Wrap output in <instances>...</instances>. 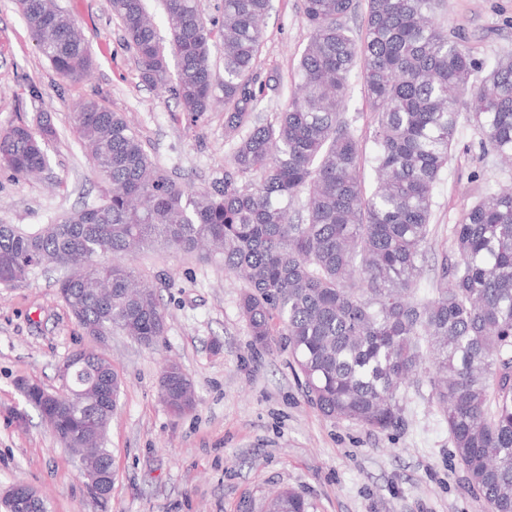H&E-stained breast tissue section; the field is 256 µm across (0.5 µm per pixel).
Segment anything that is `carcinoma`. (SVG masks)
Instances as JSON below:
<instances>
[{
  "instance_id": "carcinoma-1",
  "label": "carcinoma",
  "mask_w": 512,
  "mask_h": 512,
  "mask_svg": "<svg viewBox=\"0 0 512 512\" xmlns=\"http://www.w3.org/2000/svg\"><path fill=\"white\" fill-rule=\"evenodd\" d=\"M168 40L146 0H111L142 81L192 116L224 97V128L239 136L224 177L203 188L155 167L124 115L93 99L70 122L111 186L100 202L27 229L0 224V282L35 270L97 261L95 274L62 279L59 293L83 334L98 325L144 346L165 332L156 289L137 280L131 257L159 244L174 253L207 251L244 279L240 311L255 344L285 337L311 403L326 418L373 430L402 421L400 393L430 388L461 467L490 512H512V185L487 188L453 225L454 260L443 256L432 296L425 272L433 190L448 168L465 102L484 157L512 166V54L492 66L465 35L444 23L447 0H367L363 31L349 26L358 0H303L306 45L288 106L268 119L278 94L255 63L271 0H221L207 18L198 0H164ZM40 53L66 79L91 74L92 57L56 0H18ZM218 45L224 75L210 62ZM362 73L374 113L371 167L346 115L350 78ZM46 136L25 124L0 131V170L24 179L47 163ZM109 384L106 406L86 410L63 398L51 414L33 386L26 402L50 417L65 448L111 459L106 433L121 389L111 363L90 353L71 380ZM176 363L159 381L163 403L184 414L197 405ZM3 512H48L47 504L3 501ZM267 512H313L293 489Z\"/></svg>"
}]
</instances>
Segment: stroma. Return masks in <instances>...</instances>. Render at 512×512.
<instances>
[{"instance_id":"1","label":"stroma","mask_w":512,"mask_h":512,"mask_svg":"<svg viewBox=\"0 0 512 512\" xmlns=\"http://www.w3.org/2000/svg\"><path fill=\"white\" fill-rule=\"evenodd\" d=\"M56 3L81 28L93 59L89 79L59 74L38 51L17 0H0V130L34 128L45 118L57 129L42 174L17 180L0 171V224H46L106 191L69 125L83 99L122 113L161 170L198 186L222 177L237 143L224 129L223 106L194 117L142 82L110 0ZM446 24L487 64L512 54V0H450ZM303 35L302 0H272L256 62L259 77L280 80L269 112L288 104ZM347 114L371 156L373 114L357 73ZM509 183L512 168L482 157L477 134L462 123L455 157L433 193L420 297H430L450 230L475 192ZM133 265L156 287L165 312V334L151 347L118 332L101 343L85 336L58 292L62 271L0 285V489L27 485L48 500L50 512H266L281 488L302 494L314 512H490L459 465L428 390L404 392V425L396 431L325 418L285 343L253 345L239 311L244 282L220 260L155 248ZM77 349L111 361L122 380L107 433L114 479L105 500L89 494L71 453L17 387L25 379L58 388V368ZM171 359L195 386L193 412L173 413L159 398ZM17 410L28 413L25 429L13 422Z\"/></svg>"}]
</instances>
